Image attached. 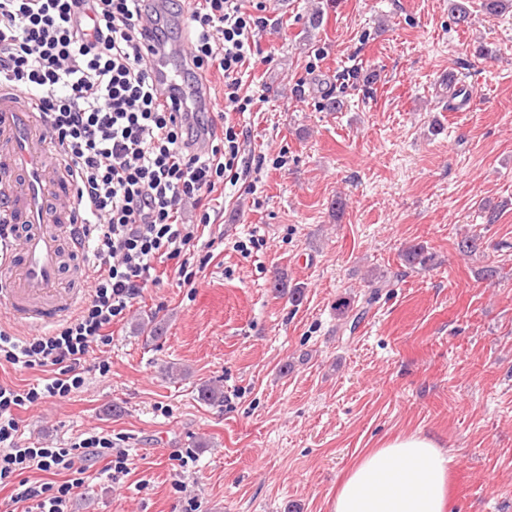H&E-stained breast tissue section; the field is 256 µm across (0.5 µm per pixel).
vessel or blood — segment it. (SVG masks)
<instances>
[{"instance_id": "b4317fda", "label": "vessel or blood", "mask_w": 512, "mask_h": 512, "mask_svg": "<svg viewBox=\"0 0 512 512\" xmlns=\"http://www.w3.org/2000/svg\"><path fill=\"white\" fill-rule=\"evenodd\" d=\"M167 49L151 58L161 85L178 81L167 68ZM0 196L19 228L6 257L0 258V307L26 330L68 319L87 295V280L74 272V286L58 290L61 270L80 247L70 234L76 216L75 185L64 159L49 143L46 129L16 89L0 85Z\"/></svg>"}]
</instances>
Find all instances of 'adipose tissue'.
I'll return each mask as SVG.
<instances>
[{"mask_svg": "<svg viewBox=\"0 0 512 512\" xmlns=\"http://www.w3.org/2000/svg\"><path fill=\"white\" fill-rule=\"evenodd\" d=\"M453 464L432 438L397 435L361 455L337 489L332 512H447Z\"/></svg>", "mask_w": 512, "mask_h": 512, "instance_id": "1", "label": "adipose tissue"}]
</instances>
